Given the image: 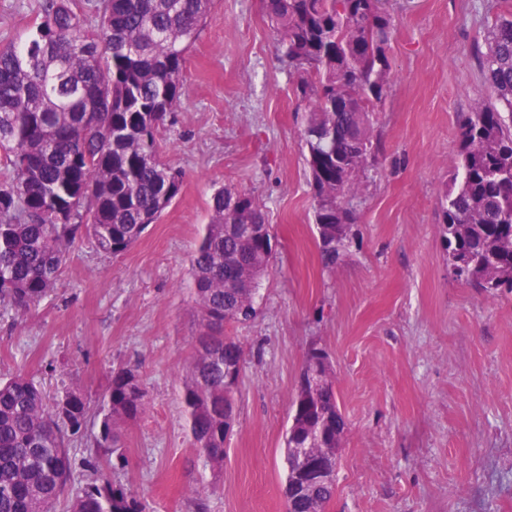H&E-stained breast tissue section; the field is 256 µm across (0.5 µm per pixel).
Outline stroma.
I'll use <instances>...</instances> for the list:
<instances>
[{
  "mask_svg": "<svg viewBox=\"0 0 512 512\" xmlns=\"http://www.w3.org/2000/svg\"><path fill=\"white\" fill-rule=\"evenodd\" d=\"M43 0H0V48ZM488 0H392L391 79L376 109L384 148L336 268L320 264L299 100L260 0H215L186 56V94L161 128L178 196L126 253L77 241L54 293L0 307V376L48 395H104L137 367L149 408L122 429L115 477L150 512H286L283 448L308 351L325 348L345 419L327 512H512V292L448 271L438 198L458 122L485 95L474 55ZM226 183L262 203L275 251L244 348L224 475L190 445L179 399L197 334L189 259Z\"/></svg>",
  "mask_w": 512,
  "mask_h": 512,
  "instance_id": "1",
  "label": "stroma"
}]
</instances>
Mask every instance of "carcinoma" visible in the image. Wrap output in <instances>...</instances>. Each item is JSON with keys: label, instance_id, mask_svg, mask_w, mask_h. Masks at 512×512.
Segmentation results:
<instances>
[{"label": "carcinoma", "instance_id": "1", "mask_svg": "<svg viewBox=\"0 0 512 512\" xmlns=\"http://www.w3.org/2000/svg\"><path fill=\"white\" fill-rule=\"evenodd\" d=\"M214 0H97L94 22L73 0H43L19 46L0 51V302L28 312L57 288L76 241L129 250L179 193L182 172L158 134L185 94L186 53ZM282 61L304 104L302 153L321 262L336 266L357 222L368 166L381 150L373 112L389 84V0H262ZM487 97L458 124L457 165L439 199L456 279L492 294L512 289V10L495 14L475 47ZM263 205L231 184L212 196L190 258L198 333L181 402L192 447L213 481L236 410L243 349L229 330L257 314L273 257ZM328 353H308L284 438L287 512H326L336 490L345 421ZM148 408L137 368L112 371L95 409L80 391L45 398L34 379L0 378V512H146L112 479L121 429ZM90 481L74 485L73 439Z\"/></svg>", "mask_w": 512, "mask_h": 512}]
</instances>
